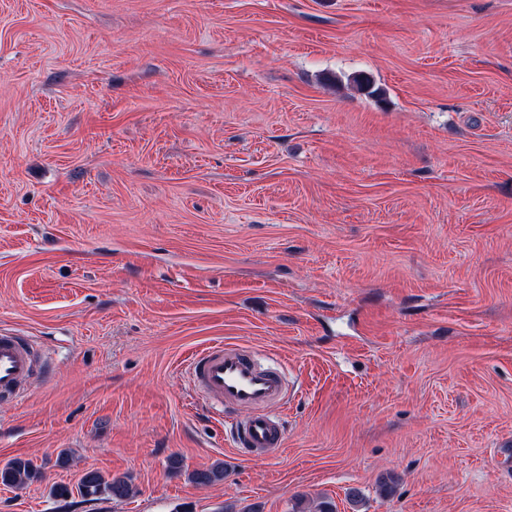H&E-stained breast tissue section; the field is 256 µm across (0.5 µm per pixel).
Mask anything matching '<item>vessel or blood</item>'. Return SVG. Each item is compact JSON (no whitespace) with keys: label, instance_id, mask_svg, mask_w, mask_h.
Wrapping results in <instances>:
<instances>
[{"label":"vessel or blood","instance_id":"vessel-or-blood-1","mask_svg":"<svg viewBox=\"0 0 512 512\" xmlns=\"http://www.w3.org/2000/svg\"><path fill=\"white\" fill-rule=\"evenodd\" d=\"M30 337L0 330V400L24 398L35 371ZM198 398L227 419L237 453L272 455L285 444V427L273 408L288 393L284 378L258 354L231 342L204 345L187 359Z\"/></svg>","mask_w":512,"mask_h":512}]
</instances>
